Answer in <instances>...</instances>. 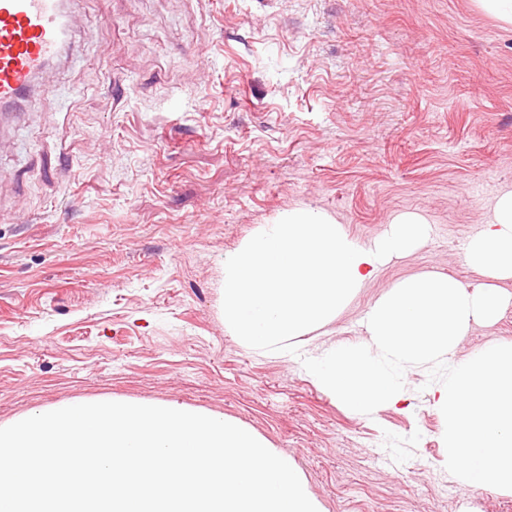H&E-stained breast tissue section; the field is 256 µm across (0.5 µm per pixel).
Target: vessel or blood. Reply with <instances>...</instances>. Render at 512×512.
Masks as SVG:
<instances>
[{"label": "vessel or blood", "instance_id": "1", "mask_svg": "<svg viewBox=\"0 0 512 512\" xmlns=\"http://www.w3.org/2000/svg\"><path fill=\"white\" fill-rule=\"evenodd\" d=\"M66 0H0V112L18 109L71 41Z\"/></svg>", "mask_w": 512, "mask_h": 512}]
</instances>
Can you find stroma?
<instances>
[{
    "label": "stroma",
    "mask_w": 512,
    "mask_h": 512,
    "mask_svg": "<svg viewBox=\"0 0 512 512\" xmlns=\"http://www.w3.org/2000/svg\"><path fill=\"white\" fill-rule=\"evenodd\" d=\"M51 92L0 115V423L77 399L176 401L252 428L323 512H505L445 468L429 370L357 415L225 327L224 260L297 207L366 244L403 211L427 243L381 267L315 355L366 346L399 281L468 289L512 189V25L476 0H73ZM512 343V306L456 357Z\"/></svg>",
    "instance_id": "stroma-1"
}]
</instances>
